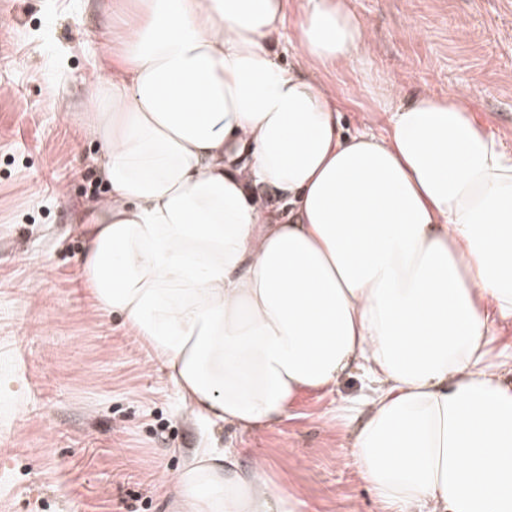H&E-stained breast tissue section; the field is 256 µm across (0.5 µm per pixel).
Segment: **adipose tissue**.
Returning a JSON list of instances; mask_svg holds the SVG:
<instances>
[{
	"label": "adipose tissue",
	"instance_id": "adipose-tissue-1",
	"mask_svg": "<svg viewBox=\"0 0 512 512\" xmlns=\"http://www.w3.org/2000/svg\"><path fill=\"white\" fill-rule=\"evenodd\" d=\"M127 2L87 116L110 189L86 235L94 303L211 425L270 428L359 371L335 419L380 512H512V350L492 347L512 321V154L457 92L343 135L324 84L276 60L288 0ZM292 38L339 67L365 25L301 0ZM270 469L193 448L161 486L171 512H294Z\"/></svg>",
	"mask_w": 512,
	"mask_h": 512
}]
</instances>
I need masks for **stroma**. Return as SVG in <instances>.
<instances>
[{"label": "stroma", "mask_w": 512, "mask_h": 512, "mask_svg": "<svg viewBox=\"0 0 512 512\" xmlns=\"http://www.w3.org/2000/svg\"><path fill=\"white\" fill-rule=\"evenodd\" d=\"M121 0L0 6V512H169L159 491L209 440L262 457L297 512H376L329 419L359 373L298 396L273 428L195 421L146 347L83 283L84 226L103 182L82 116L107 78L97 40ZM366 26L350 65H284L326 83L349 132L383 133L382 89L467 97L512 152V0H348Z\"/></svg>", "instance_id": "1"}]
</instances>
